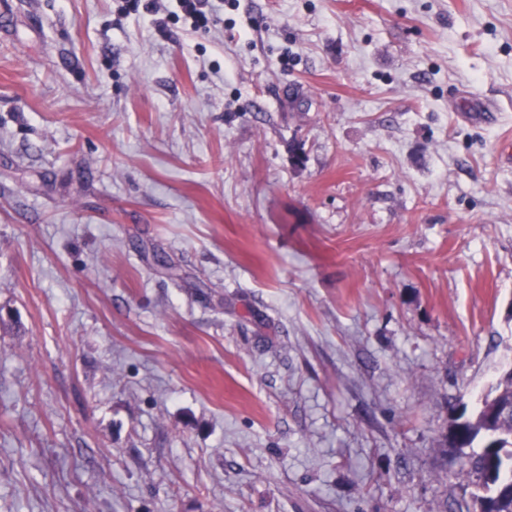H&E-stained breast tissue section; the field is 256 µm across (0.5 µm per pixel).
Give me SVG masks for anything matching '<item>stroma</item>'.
<instances>
[{"label":"stroma","mask_w":512,"mask_h":512,"mask_svg":"<svg viewBox=\"0 0 512 512\" xmlns=\"http://www.w3.org/2000/svg\"><path fill=\"white\" fill-rule=\"evenodd\" d=\"M10 5L0 512H476L438 448L512 365V0ZM179 8L183 13L184 20L190 21V25L194 28H205L211 21H214V17L217 16L219 9L210 5L208 12L203 10V7L207 5L206 1L210 0H177ZM205 1V2H204Z\"/></svg>","instance_id":"obj_1"}]
</instances>
